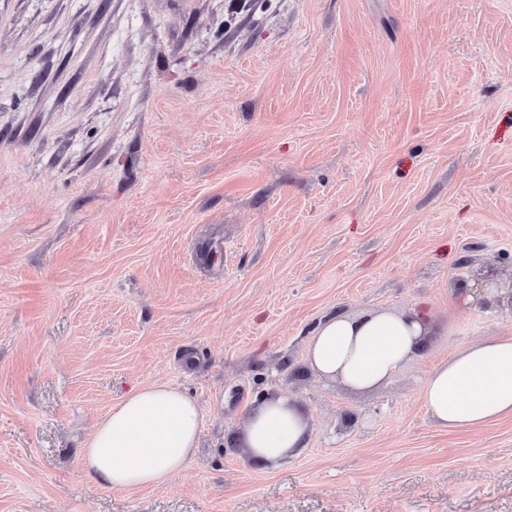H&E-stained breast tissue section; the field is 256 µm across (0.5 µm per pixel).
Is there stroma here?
Returning a JSON list of instances; mask_svg holds the SVG:
<instances>
[{
	"instance_id": "1",
	"label": "stroma",
	"mask_w": 512,
	"mask_h": 512,
	"mask_svg": "<svg viewBox=\"0 0 512 512\" xmlns=\"http://www.w3.org/2000/svg\"><path fill=\"white\" fill-rule=\"evenodd\" d=\"M503 252L512 0H0V512H512V417L451 432L422 400L512 335ZM415 308L387 384L309 369L329 316ZM156 382L199 447L111 490L85 440ZM261 390L310 426L276 468L243 443Z\"/></svg>"
}]
</instances>
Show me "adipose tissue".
<instances>
[{
  "label": "adipose tissue",
  "mask_w": 512,
  "mask_h": 512,
  "mask_svg": "<svg viewBox=\"0 0 512 512\" xmlns=\"http://www.w3.org/2000/svg\"><path fill=\"white\" fill-rule=\"evenodd\" d=\"M428 316L419 309L361 317L335 315L315 329L308 364L315 373L365 391L392 380L422 351ZM424 408L438 427L466 431L512 416V336L491 337L451 355L428 375ZM203 421L193 398L165 383L124 394L95 425L82 452L85 469L113 490L167 484L195 451ZM309 444V425L287 397L272 395L249 416V455L278 466Z\"/></svg>",
  "instance_id": "obj_1"
}]
</instances>
